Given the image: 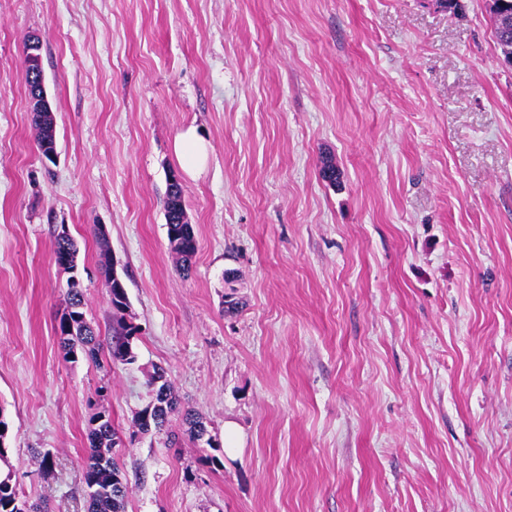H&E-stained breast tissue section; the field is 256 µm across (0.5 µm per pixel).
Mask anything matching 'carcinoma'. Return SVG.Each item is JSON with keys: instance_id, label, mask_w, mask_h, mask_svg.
Returning <instances> with one entry per match:
<instances>
[{"instance_id": "carcinoma-1", "label": "carcinoma", "mask_w": 512, "mask_h": 512, "mask_svg": "<svg viewBox=\"0 0 512 512\" xmlns=\"http://www.w3.org/2000/svg\"><path fill=\"white\" fill-rule=\"evenodd\" d=\"M497 45L503 55L512 56V7L494 27ZM36 130L37 147L45 156L56 151V129L52 116L38 114L31 119ZM168 237L171 250L177 257L179 270L187 271L197 250V240L193 226L188 224L184 215L181 185L168 190L166 199ZM53 255L66 261V269H76L77 249L69 234L58 233L54 240ZM66 311L62 315L58 329L60 345L64 356L70 359L82 352L88 357L96 355L97 340L92 326L87 322L84 312V294L79 288H69L66 293ZM135 329L119 326L112 337V361L131 362L134 360L129 338ZM154 385L152 400L137 414L135 424L142 432L161 431L170 418L182 417L187 425L186 433L194 442L206 441L208 430L203 421L189 410L181 409V404L167 379L166 371L154 368L150 378ZM117 432L112 418L99 412L91 419L88 439L90 454L87 458L85 483L88 488L89 512H125L128 494L127 482L113 457ZM40 506L28 504L21 498L11 482V474L0 477V512H38Z\"/></svg>"}]
</instances>
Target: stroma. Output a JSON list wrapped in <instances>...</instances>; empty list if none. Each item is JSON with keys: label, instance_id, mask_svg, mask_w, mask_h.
Segmentation results:
<instances>
[{"label": "stroma", "instance_id": "obj_1", "mask_svg": "<svg viewBox=\"0 0 512 512\" xmlns=\"http://www.w3.org/2000/svg\"><path fill=\"white\" fill-rule=\"evenodd\" d=\"M190 128L195 176L174 150ZM64 229L94 361L59 344ZM111 271L131 363L110 355ZM156 366L213 444L177 416L137 430ZM99 411L126 512H512V67L485 0H0V416L20 495L87 512ZM30 49L28 50V57H27V69L29 71V77L30 80H33L34 74L36 75L35 78V95H33L34 100L39 99L44 95L45 92V85H44V78H43V72L41 71V65H40V45L38 41H31L29 42ZM30 80H27V86H28V92H32V84ZM41 91V93H40ZM38 113L40 114L32 117L31 124L36 130L38 150L42 156H46L48 153L56 151V129L51 115L43 112ZM175 150L190 174L200 173L208 162L206 142L192 128L181 133L175 141ZM173 187L176 189L173 190ZM165 207L171 250L177 257L179 270L188 272L197 250V240L192 224H188L184 215L182 188L179 183L169 184ZM63 231L65 230H62L55 237L53 255L56 258L65 259L67 266L64 269L74 271L77 266V249L73 239L69 236V234L66 231V234H63Z\"/></svg>", "mask_w": 512, "mask_h": 512}]
</instances>
